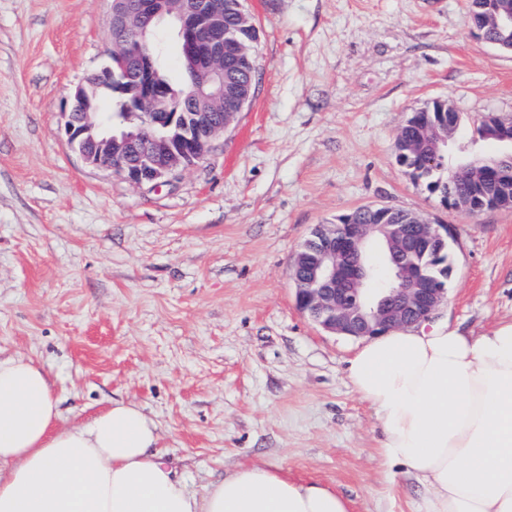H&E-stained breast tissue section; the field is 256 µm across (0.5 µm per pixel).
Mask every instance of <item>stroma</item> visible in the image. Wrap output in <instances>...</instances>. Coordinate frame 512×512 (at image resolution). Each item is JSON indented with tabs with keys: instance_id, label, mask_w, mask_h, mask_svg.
I'll return each mask as SVG.
<instances>
[{
	"instance_id": "35a3bbf8",
	"label": "stroma",
	"mask_w": 512,
	"mask_h": 512,
	"mask_svg": "<svg viewBox=\"0 0 512 512\" xmlns=\"http://www.w3.org/2000/svg\"><path fill=\"white\" fill-rule=\"evenodd\" d=\"M468 0H245L254 94L204 160L136 187L61 134V104L111 48V0H0V360L54 384L60 426L115 400L153 419L203 494L242 466L342 493L351 512H418L348 379L358 339L294 303L314 225L381 204L452 226L440 316L469 336L512 319V210H448L394 155L411 113L449 101V162L488 156L512 119V53L466 26ZM485 137L498 142L505 154L512 153V121H504L498 116L489 115L482 121Z\"/></svg>"
}]
</instances>
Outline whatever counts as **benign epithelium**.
Instances as JSON below:
<instances>
[{"mask_svg": "<svg viewBox=\"0 0 512 512\" xmlns=\"http://www.w3.org/2000/svg\"><path fill=\"white\" fill-rule=\"evenodd\" d=\"M126 2L112 0V27L142 37L152 26L173 21L178 38L195 55L196 86L173 103L167 89L155 81L153 56L143 52L137 57L134 78L125 72L116 76L113 62L124 59L129 47L123 39L114 40L99 78L109 84L126 81L135 88L128 117L105 126L102 113L90 111V98L81 83L66 99L63 131L71 150L86 165L111 169L132 185L151 187L198 165L243 110L246 98L236 73L250 63L252 48L224 29V0H140L136 11ZM486 9L497 30H512V0H488ZM453 112V105H448L443 130H431L435 156L448 154V139L458 129ZM483 125L485 137L501 144L503 153H512V121L489 115ZM510 174L493 156L467 157L451 171L478 187L486 179L499 183ZM511 201L512 193L503 190L476 201L452 199L448 210L474 216ZM365 209L377 223L345 219L318 224L304 242L308 254L297 250L290 260L296 307L331 334L382 336L433 319L446 298V288L424 279L407 256L416 245L443 250L452 237L448 225L432 224L419 215L400 224L388 221L390 207L371 204ZM381 243L392 259L391 279L388 287L374 288L373 268L365 256Z\"/></svg>", "mask_w": 512, "mask_h": 512, "instance_id": "obj_1", "label": "benign epithelium"}]
</instances>
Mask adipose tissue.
Wrapping results in <instances>:
<instances>
[{"instance_id":"ef3b65f1","label":"adipose tissue","mask_w":512,"mask_h":512,"mask_svg":"<svg viewBox=\"0 0 512 512\" xmlns=\"http://www.w3.org/2000/svg\"><path fill=\"white\" fill-rule=\"evenodd\" d=\"M348 377L380 420L385 464L415 479L422 512H512V321L478 337L437 321L367 339ZM59 419L39 366L0 361V512H350L335 490L260 465L191 493L133 403L81 427Z\"/></svg>"}]
</instances>
